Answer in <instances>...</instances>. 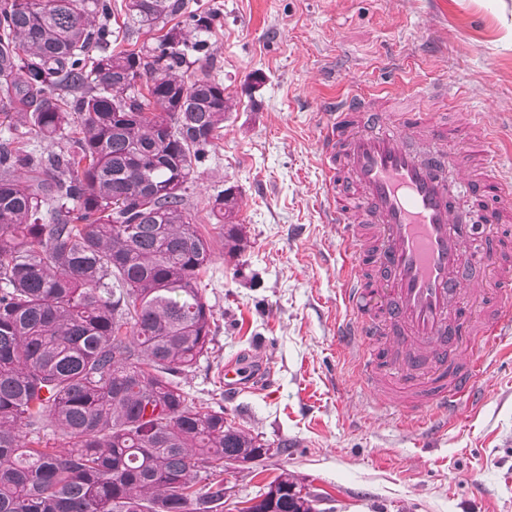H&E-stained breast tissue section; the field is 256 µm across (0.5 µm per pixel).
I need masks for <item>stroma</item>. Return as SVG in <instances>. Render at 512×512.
<instances>
[{
	"label": "stroma",
	"mask_w": 512,
	"mask_h": 512,
	"mask_svg": "<svg viewBox=\"0 0 512 512\" xmlns=\"http://www.w3.org/2000/svg\"><path fill=\"white\" fill-rule=\"evenodd\" d=\"M218 11L210 63L233 110L190 198L196 229L216 237L208 201L237 192L248 239L202 275L210 349L179 381L202 407L268 449L228 464L224 512H242L281 473L318 494L320 512H512V347L435 449L362 392L336 342L338 241L319 208V102L358 89L403 117L456 133L479 112L512 153V0H189ZM445 82L455 100H426ZM253 381L224 394V366Z\"/></svg>",
	"instance_id": "35a3bbf8"
}]
</instances>
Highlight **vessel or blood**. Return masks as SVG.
Here are the masks:
<instances>
[{
	"label": "vessel or blood",
	"instance_id": "vessel-or-blood-1",
	"mask_svg": "<svg viewBox=\"0 0 512 512\" xmlns=\"http://www.w3.org/2000/svg\"><path fill=\"white\" fill-rule=\"evenodd\" d=\"M320 128L323 209L348 310L336 340L369 393L436 440L512 341V251L493 232L512 222V159L483 124L452 143L433 120L388 117L379 97L358 92L325 102ZM479 235L482 274L469 269Z\"/></svg>",
	"mask_w": 512,
	"mask_h": 512
}]
</instances>
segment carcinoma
<instances>
[{
  "label": "carcinoma",
  "mask_w": 512,
  "mask_h": 512,
  "mask_svg": "<svg viewBox=\"0 0 512 512\" xmlns=\"http://www.w3.org/2000/svg\"><path fill=\"white\" fill-rule=\"evenodd\" d=\"M0 0V512H223L224 473L269 449L178 378L212 341L213 240L190 190L231 110L211 74L215 11L187 0ZM237 195L210 215L231 257ZM47 428L61 448L29 439ZM214 475L197 486L198 468ZM284 474L243 512H317ZM14 136H18L20 138L15 140H21V142L35 145L39 151L44 153L57 151L59 148V144L42 140L33 131L29 130L28 127H19L18 130L15 131L14 129L8 130L7 128L0 126V143L7 139H11Z\"/></svg>",
  "instance_id": "carcinoma-1"
}]
</instances>
